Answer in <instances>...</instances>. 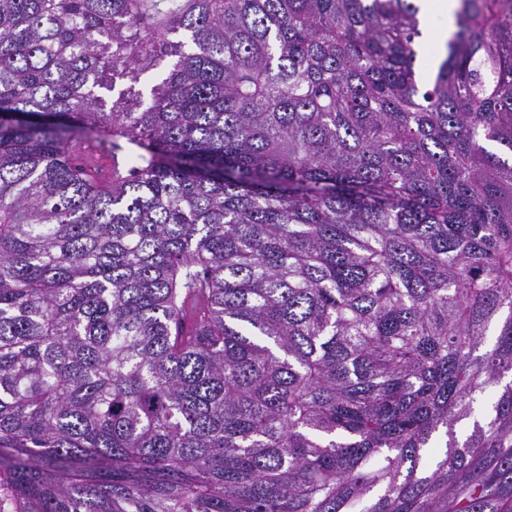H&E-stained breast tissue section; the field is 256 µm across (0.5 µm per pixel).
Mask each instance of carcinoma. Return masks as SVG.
I'll list each match as a JSON object with an SVG mask.
<instances>
[{
	"instance_id": "obj_1",
	"label": "carcinoma",
	"mask_w": 512,
	"mask_h": 512,
	"mask_svg": "<svg viewBox=\"0 0 512 512\" xmlns=\"http://www.w3.org/2000/svg\"><path fill=\"white\" fill-rule=\"evenodd\" d=\"M457 2L425 81L416 0H0L17 512H512V0ZM78 155L82 157L84 164L98 169L102 177L116 178L123 172L119 158L106 142L85 144L81 147Z\"/></svg>"
}]
</instances>
